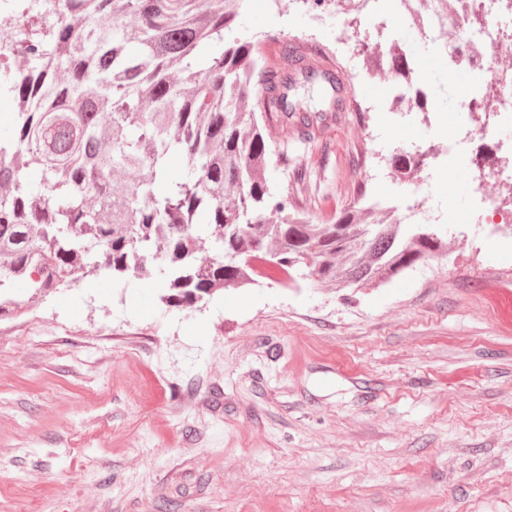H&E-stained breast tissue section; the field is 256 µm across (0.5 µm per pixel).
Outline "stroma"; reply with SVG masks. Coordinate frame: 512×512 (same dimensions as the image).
<instances>
[{"instance_id":"35a3bbf8","label":"stroma","mask_w":512,"mask_h":512,"mask_svg":"<svg viewBox=\"0 0 512 512\" xmlns=\"http://www.w3.org/2000/svg\"><path fill=\"white\" fill-rule=\"evenodd\" d=\"M385 29L332 0H245L264 56L320 47L347 104L310 142L274 130L304 182L273 171L292 210L330 224L400 205L401 150L446 143L467 69L381 7ZM399 42L427 95L402 123L388 71L354 31ZM455 186L420 171L433 207L468 212L478 166L512 163V126L476 134ZM100 278L0 320V512H512V235L454 226L448 249L391 280L336 289L256 278L196 306Z\"/></svg>"}]
</instances>
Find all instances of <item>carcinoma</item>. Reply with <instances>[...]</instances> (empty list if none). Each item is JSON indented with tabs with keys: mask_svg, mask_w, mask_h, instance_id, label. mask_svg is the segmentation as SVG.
<instances>
[{
	"mask_svg": "<svg viewBox=\"0 0 512 512\" xmlns=\"http://www.w3.org/2000/svg\"><path fill=\"white\" fill-rule=\"evenodd\" d=\"M242 2L13 0L0 18V95L17 105L0 136V185L12 187L0 197V319L23 289L101 276L154 282L188 308L252 280L256 262L274 281L306 267L321 285L361 288L447 248L446 224H402L375 205L372 221L347 210L320 224L274 196L268 132L308 141L325 121L298 108L296 81L340 89L314 67L315 46L289 71L263 66L260 45L234 31ZM382 64L410 70L402 47ZM420 164L392 158L399 175Z\"/></svg>",
	"mask_w": 512,
	"mask_h": 512,
	"instance_id": "1",
	"label": "carcinoma"
}]
</instances>
